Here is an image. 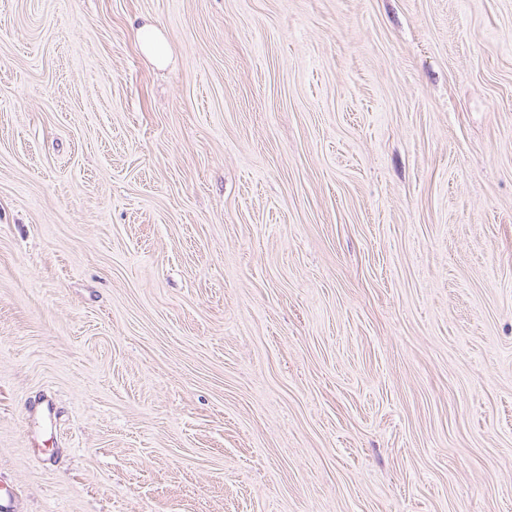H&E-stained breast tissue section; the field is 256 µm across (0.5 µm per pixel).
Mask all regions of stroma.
<instances>
[{"instance_id":"1","label":"stroma","mask_w":512,"mask_h":512,"mask_svg":"<svg viewBox=\"0 0 512 512\" xmlns=\"http://www.w3.org/2000/svg\"><path fill=\"white\" fill-rule=\"evenodd\" d=\"M1 480L512 512V0H0ZM138 39L142 49L157 62H163L168 55V46L161 34L151 26L138 30Z\"/></svg>"}]
</instances>
